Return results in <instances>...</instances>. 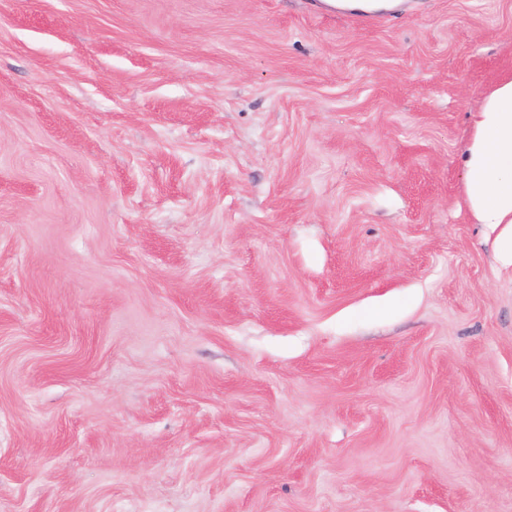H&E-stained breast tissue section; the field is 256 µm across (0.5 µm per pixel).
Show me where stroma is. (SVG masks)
<instances>
[{
  "label": "stroma",
  "instance_id": "obj_1",
  "mask_svg": "<svg viewBox=\"0 0 512 512\" xmlns=\"http://www.w3.org/2000/svg\"><path fill=\"white\" fill-rule=\"evenodd\" d=\"M505 77L512 0H0V512H512ZM464 156L465 196L474 222L512 228V78L485 94Z\"/></svg>",
  "mask_w": 512,
  "mask_h": 512
}]
</instances>
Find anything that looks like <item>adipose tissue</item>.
Instances as JSON below:
<instances>
[{
  "label": "adipose tissue",
  "mask_w": 512,
  "mask_h": 512,
  "mask_svg": "<svg viewBox=\"0 0 512 512\" xmlns=\"http://www.w3.org/2000/svg\"><path fill=\"white\" fill-rule=\"evenodd\" d=\"M466 202L475 223L512 224V78L474 112L464 153Z\"/></svg>",
  "instance_id": "ef3b65f1"
}]
</instances>
